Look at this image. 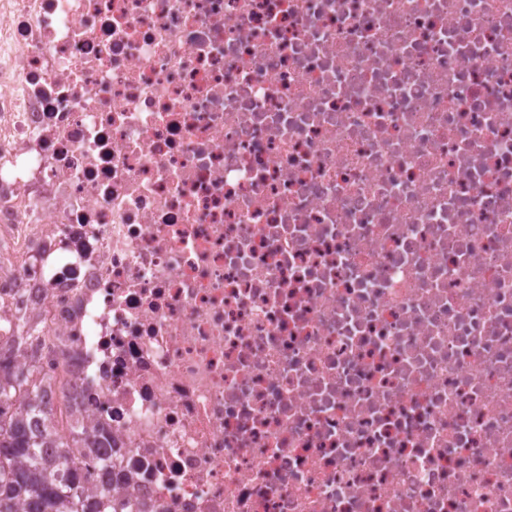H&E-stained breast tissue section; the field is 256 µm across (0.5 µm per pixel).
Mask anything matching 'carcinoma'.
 Instances as JSON below:
<instances>
[{
  "instance_id": "obj_1",
  "label": "carcinoma",
  "mask_w": 512,
  "mask_h": 512,
  "mask_svg": "<svg viewBox=\"0 0 512 512\" xmlns=\"http://www.w3.org/2000/svg\"><path fill=\"white\" fill-rule=\"evenodd\" d=\"M35 367L17 372L11 355L0 354V512H103L111 489L87 490V458L111 432L88 423L59 430L52 411L39 405Z\"/></svg>"
}]
</instances>
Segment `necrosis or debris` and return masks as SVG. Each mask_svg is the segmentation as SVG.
<instances>
[{"instance_id": "1", "label": "necrosis or debris", "mask_w": 512, "mask_h": 512, "mask_svg": "<svg viewBox=\"0 0 512 512\" xmlns=\"http://www.w3.org/2000/svg\"><path fill=\"white\" fill-rule=\"evenodd\" d=\"M122 512H512V0H0V348Z\"/></svg>"}]
</instances>
